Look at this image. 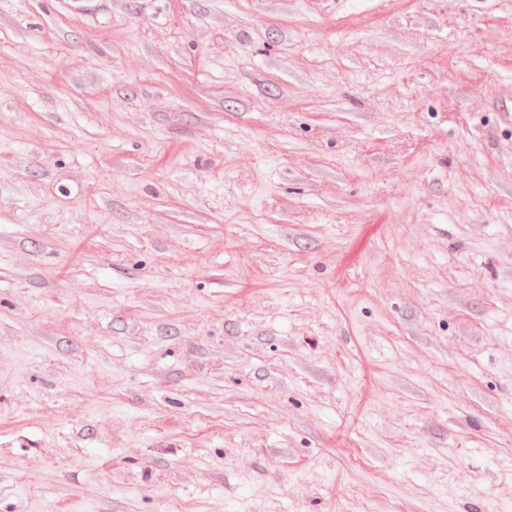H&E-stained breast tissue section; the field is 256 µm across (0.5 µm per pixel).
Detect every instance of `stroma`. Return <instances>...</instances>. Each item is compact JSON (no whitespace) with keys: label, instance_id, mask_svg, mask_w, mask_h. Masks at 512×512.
<instances>
[{"label":"stroma","instance_id":"35a3bbf8","mask_svg":"<svg viewBox=\"0 0 512 512\" xmlns=\"http://www.w3.org/2000/svg\"><path fill=\"white\" fill-rule=\"evenodd\" d=\"M0 512H512V0H0Z\"/></svg>","mask_w":512,"mask_h":512}]
</instances>
